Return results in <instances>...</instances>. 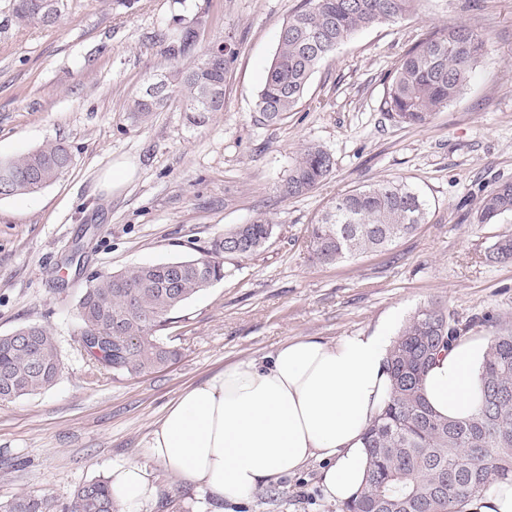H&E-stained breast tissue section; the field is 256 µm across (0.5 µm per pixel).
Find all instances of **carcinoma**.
<instances>
[{"label":"carcinoma","instance_id":"obj_1","mask_svg":"<svg viewBox=\"0 0 512 512\" xmlns=\"http://www.w3.org/2000/svg\"><path fill=\"white\" fill-rule=\"evenodd\" d=\"M42 0H11L19 25L53 26L67 0H51L52 15ZM420 0H303L281 27L275 54L255 103L256 120L266 125L288 118L307 91L317 67L356 33L382 23H397L412 14ZM197 31L184 30L167 48L175 61L158 75L155 96L137 94L131 119L146 120L177 96L187 121L207 124L224 111L225 75L234 59L203 51L189 66L177 64L195 45ZM487 51L486 39L458 24L439 28L406 52L389 73L384 104L401 123L424 126L457 100ZM71 152L49 143L17 158L0 161L10 170L7 196L35 193L59 180L69 169ZM330 153L308 147L299 154L282 186L286 198L304 195L334 170ZM512 214V182L501 183L479 200L476 219L494 224ZM421 194L399 180H383L336 197L310 229L313 261L333 264L368 252L388 250L426 223ZM264 216L224 230L207 254L189 260L151 263L119 273L94 272L77 302L78 342L95 363L121 375L138 376L176 359L155 333L185 301L226 276L225 243L245 238L242 258L260 252L275 234ZM486 258L512 263V237L503 236ZM489 345L481 371L483 403L477 414L460 420L441 417L425 401L423 376L434 359L461 337L459 323L440 303H430L402 326L389 350L391 396L368 427L365 444L370 468L363 492L343 503L341 512H460L466 500L488 493L495 482L512 477V324L488 314ZM61 367L55 336L38 324L14 336H0V402L49 389ZM0 512H121L112 498L110 480L80 484L61 500L43 489L0 501Z\"/></svg>","mask_w":512,"mask_h":512}]
</instances>
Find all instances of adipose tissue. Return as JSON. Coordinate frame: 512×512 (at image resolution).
Segmentation results:
<instances>
[{
	"instance_id": "1",
	"label": "adipose tissue",
	"mask_w": 512,
	"mask_h": 512,
	"mask_svg": "<svg viewBox=\"0 0 512 512\" xmlns=\"http://www.w3.org/2000/svg\"><path fill=\"white\" fill-rule=\"evenodd\" d=\"M397 316L374 331L333 342L284 341L266 358L241 359L189 386L170 403L145 453L185 484L238 504L260 487L326 463L325 495L347 501L369 465L364 433L390 398L387 356ZM489 340L464 336L423 379L434 412L456 420L482 402L480 373ZM112 496L123 512H141L155 496L144 468H113Z\"/></svg>"
}]
</instances>
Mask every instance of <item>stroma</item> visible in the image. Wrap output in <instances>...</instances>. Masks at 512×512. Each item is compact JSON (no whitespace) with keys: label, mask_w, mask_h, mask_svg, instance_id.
Listing matches in <instances>:
<instances>
[{"label":"stroma","mask_w":512,"mask_h":512,"mask_svg":"<svg viewBox=\"0 0 512 512\" xmlns=\"http://www.w3.org/2000/svg\"><path fill=\"white\" fill-rule=\"evenodd\" d=\"M54 27L21 26L0 0V160L48 143L73 163L40 193L0 199V335L50 329L61 351L56 383L0 402V500L46 489L68 497L128 462L156 496L142 512H339L322 488L324 465L256 491L240 504L184 486L144 453L167 406L224 365L268 355L285 340L327 341L372 331L391 312L409 317L442 302L469 334L485 315L512 322V264L486 258L512 236V215L480 224V197L512 182V0H421L399 23L354 35L312 75L296 112L276 125L254 105L282 25L302 0H68ZM448 23L487 40L465 93L423 127L399 123L384 78L415 44ZM197 28L199 48L222 40L235 58L224 110L190 125L178 100L132 123L128 106L166 69L161 34ZM336 161L315 190L283 198L301 149ZM132 174L103 186L116 164ZM385 179L427 200L425 224L390 250L334 264L309 259L311 224L336 196ZM270 218L276 233L249 258L224 259L231 276L174 311L158 338L176 361L138 376L97 365L78 343L86 277L200 256L225 229Z\"/></svg>","instance_id":"1"}]
</instances>
